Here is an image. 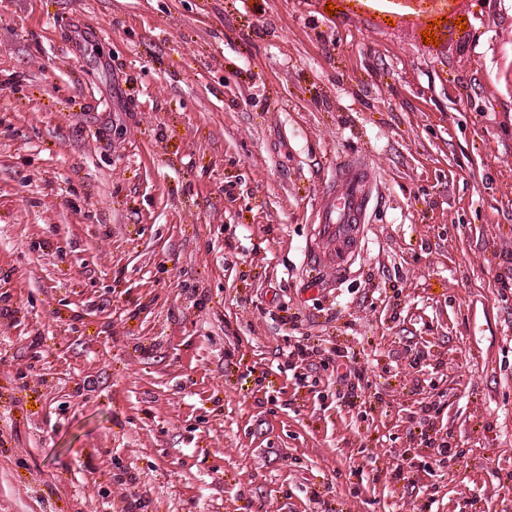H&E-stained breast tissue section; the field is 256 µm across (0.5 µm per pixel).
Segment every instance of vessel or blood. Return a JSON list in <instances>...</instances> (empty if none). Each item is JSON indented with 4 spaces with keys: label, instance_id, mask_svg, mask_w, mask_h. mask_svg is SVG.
I'll return each mask as SVG.
<instances>
[{
    "label": "vessel or blood",
    "instance_id": "vessel-or-blood-1",
    "mask_svg": "<svg viewBox=\"0 0 512 512\" xmlns=\"http://www.w3.org/2000/svg\"><path fill=\"white\" fill-rule=\"evenodd\" d=\"M374 194L365 169L349 163L339 167L329 189V202L315 229L322 250L313 252L315 264L345 273L357 253L361 226Z\"/></svg>",
    "mask_w": 512,
    "mask_h": 512
}]
</instances>
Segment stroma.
Returning <instances> with one entry per match:
<instances>
[{
  "mask_svg": "<svg viewBox=\"0 0 512 512\" xmlns=\"http://www.w3.org/2000/svg\"><path fill=\"white\" fill-rule=\"evenodd\" d=\"M465 23L0 0V512H512V0ZM374 187L366 170L356 163L339 167L329 189V203L315 229L325 249L314 251V263L336 269L341 275L357 253L361 224L364 223Z\"/></svg>",
  "mask_w": 512,
  "mask_h": 512,
  "instance_id": "1",
  "label": "stroma"
}]
</instances>
